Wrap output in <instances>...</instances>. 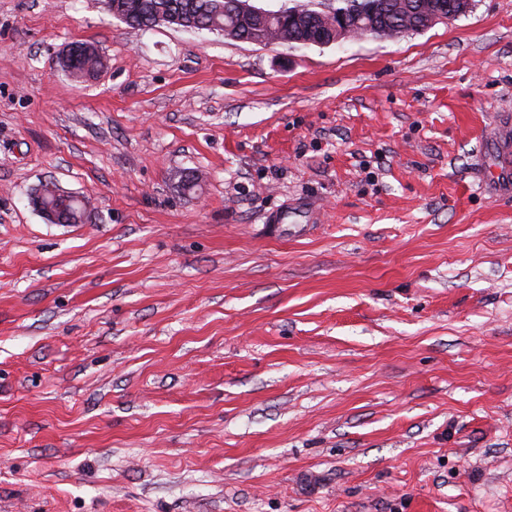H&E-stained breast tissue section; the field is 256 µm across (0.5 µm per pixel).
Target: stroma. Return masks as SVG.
Segmentation results:
<instances>
[{"instance_id":"obj_1","label":"stroma","mask_w":512,"mask_h":512,"mask_svg":"<svg viewBox=\"0 0 512 512\" xmlns=\"http://www.w3.org/2000/svg\"><path fill=\"white\" fill-rule=\"evenodd\" d=\"M501 139L512 0L296 50L0 0V512H512ZM80 47L79 53L72 59L71 75L76 79L94 77L106 66L104 56L99 49L88 42H76ZM39 196L35 198V195ZM33 205H42L50 208L57 216L58 221L66 224H83L88 218L89 208L87 205L80 206L74 202L71 193L65 192L53 182L41 183V187L35 190L32 198Z\"/></svg>"}]
</instances>
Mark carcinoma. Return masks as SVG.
I'll return each mask as SVG.
<instances>
[{
    "mask_svg": "<svg viewBox=\"0 0 512 512\" xmlns=\"http://www.w3.org/2000/svg\"><path fill=\"white\" fill-rule=\"evenodd\" d=\"M245 0H105L106 9L113 14L126 16V24L140 29L160 25L180 26L182 18L192 29H203L223 34L233 40L246 42L258 38L269 29H280L288 38H303L314 16L326 13L335 15L365 16L374 25L361 32L370 38L399 37L402 35L406 0H297L284 6L275 15L255 17L252 22L240 19L239 4ZM79 53L72 59L71 75L76 79L95 76L106 66L99 49L88 42L78 43ZM32 203L53 210L60 221L82 224L88 218L89 208L74 202L71 194L53 182L41 184L35 190Z\"/></svg>",
    "mask_w": 512,
    "mask_h": 512,
    "instance_id": "1",
    "label": "carcinoma"
}]
</instances>
